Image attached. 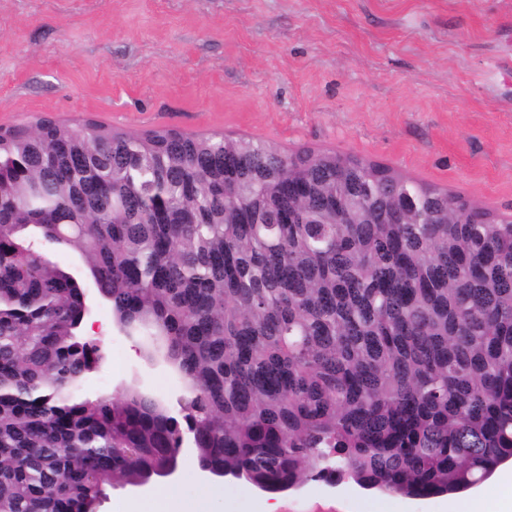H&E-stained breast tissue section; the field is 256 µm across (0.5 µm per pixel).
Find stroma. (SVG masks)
I'll list each match as a JSON object with an SVG mask.
<instances>
[{"label": "stroma", "mask_w": 512, "mask_h": 512, "mask_svg": "<svg viewBox=\"0 0 512 512\" xmlns=\"http://www.w3.org/2000/svg\"><path fill=\"white\" fill-rule=\"evenodd\" d=\"M512 0H0V127L39 119L261 140L373 161L512 216ZM85 391L135 382L176 406L107 306ZM184 451L183 503L263 512L266 494L209 482ZM281 512H448V498L310 482Z\"/></svg>", "instance_id": "35a3bbf8"}]
</instances>
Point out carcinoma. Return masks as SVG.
Here are the masks:
<instances>
[{
	"label": "carcinoma",
	"mask_w": 512,
	"mask_h": 512,
	"mask_svg": "<svg viewBox=\"0 0 512 512\" xmlns=\"http://www.w3.org/2000/svg\"><path fill=\"white\" fill-rule=\"evenodd\" d=\"M336 153L40 120L0 129V512H100L176 449L267 493L429 498L512 459V222ZM362 198L356 224L336 219ZM294 211L299 223L282 214ZM162 349L178 409L84 393L83 286Z\"/></svg>",
	"instance_id": "cac0c4a2"
}]
</instances>
